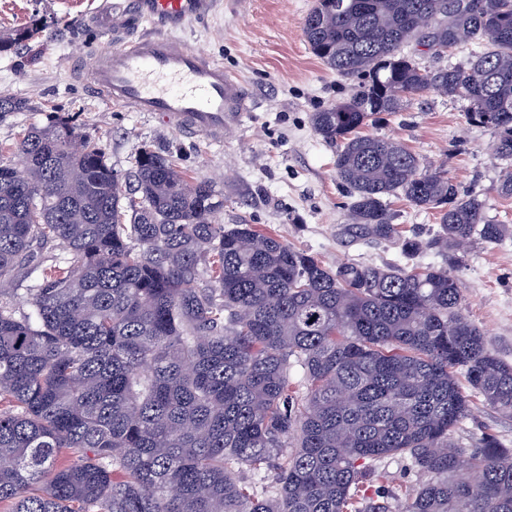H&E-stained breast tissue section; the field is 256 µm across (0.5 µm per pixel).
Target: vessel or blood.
Listing matches in <instances>:
<instances>
[{"label":"vessel or blood","instance_id":"obj_1","mask_svg":"<svg viewBox=\"0 0 512 512\" xmlns=\"http://www.w3.org/2000/svg\"><path fill=\"white\" fill-rule=\"evenodd\" d=\"M213 0H111L98 12L111 46L96 53L86 79L107 101L133 112H156L172 128L216 141L224 116L247 109L248 95L222 63L174 36Z\"/></svg>","mask_w":512,"mask_h":512}]
</instances>
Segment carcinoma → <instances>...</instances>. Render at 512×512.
<instances>
[{
  "mask_svg": "<svg viewBox=\"0 0 512 512\" xmlns=\"http://www.w3.org/2000/svg\"><path fill=\"white\" fill-rule=\"evenodd\" d=\"M42 29L1 32L0 53ZM303 35L327 68L360 79L311 115L339 146L349 226L393 240L389 200L401 197L440 227L402 240L403 255L449 263L328 267L250 224L213 223L224 199L212 182L149 147L126 190L102 146L50 113L15 144L24 175L0 162V297L41 246L73 259L43 271L29 310L0 302V402L16 407L0 410L10 512H390L398 494L375 466L390 456L425 476L403 512H512V448L486 434L450 443L469 413L460 373L512 415V364L462 313L456 274L462 246L512 226L403 143L362 134L437 94L467 102L511 162L512 0H315ZM412 42L437 57L478 51L427 69Z\"/></svg>",
  "mask_w": 512,
  "mask_h": 512,
  "instance_id": "carcinoma-1",
  "label": "carcinoma"
}]
</instances>
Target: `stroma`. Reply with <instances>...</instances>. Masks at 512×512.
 I'll list each match as a JSON object with an SVG mask.
<instances>
[{
	"label": "stroma",
	"mask_w": 512,
	"mask_h": 512,
	"mask_svg": "<svg viewBox=\"0 0 512 512\" xmlns=\"http://www.w3.org/2000/svg\"><path fill=\"white\" fill-rule=\"evenodd\" d=\"M315 0H220L216 11L193 19L177 37L204 51L245 86L248 111L224 127L212 143L169 127L154 112H132L93 94L81 78L94 63L93 49L111 37L94 24L101 0H0V31L40 19V40L0 53V92L26 99L27 107L0 117V160L17 163L14 146L27 128L49 113L69 116L98 141L109 166L130 176L143 144L170 156L188 176L213 179L224 197L217 216L224 226L252 224L304 250L323 264L401 265L395 242H369L347 232L350 203L336 178V150L313 130L310 116L346 99L356 82L317 59L303 35ZM367 134L402 141L429 170L446 171L460 191L477 192L489 216L512 224V197L499 192L502 167L493 156L495 133L470 123L466 104L429 95L386 114ZM394 222L402 238H430L434 214L395 199ZM63 247L49 243L38 264L19 275L14 303L25 307L45 267L69 262ZM458 275L463 313L484 332L489 350L512 362V237L496 245L474 241ZM469 416L452 434L462 448L482 433L512 446V415L470 397Z\"/></svg>",
	"instance_id": "1"
}]
</instances>
